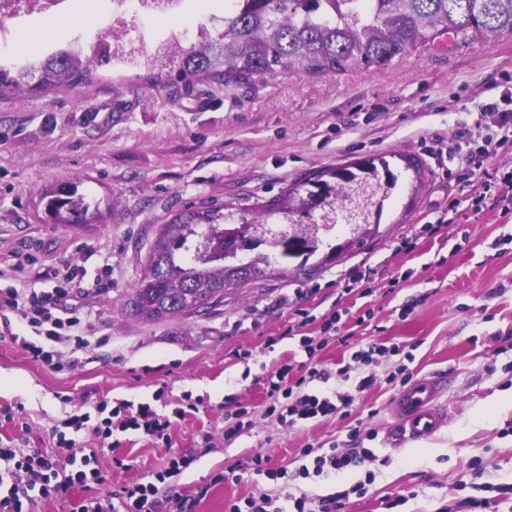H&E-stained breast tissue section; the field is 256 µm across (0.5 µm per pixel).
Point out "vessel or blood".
Segmentation results:
<instances>
[{
	"label": "vessel or blood",
	"instance_id": "1",
	"mask_svg": "<svg viewBox=\"0 0 512 512\" xmlns=\"http://www.w3.org/2000/svg\"><path fill=\"white\" fill-rule=\"evenodd\" d=\"M446 385L440 375L423 376L404 386L395 402L399 418L396 426L398 443L430 437L448 422V412L439 397Z\"/></svg>",
	"mask_w": 512,
	"mask_h": 512
}]
</instances>
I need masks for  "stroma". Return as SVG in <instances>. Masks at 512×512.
Instances as JSON below:
<instances>
[{
    "label": "stroma",
    "instance_id": "35a3bbf8",
    "mask_svg": "<svg viewBox=\"0 0 512 512\" xmlns=\"http://www.w3.org/2000/svg\"><path fill=\"white\" fill-rule=\"evenodd\" d=\"M510 73L512 34H504L439 40L363 72L201 83L174 99L146 71L108 67L60 91L0 95V269L14 273L0 289L52 287L66 263L91 273L112 264L111 288L70 296L103 340L74 368L52 369L0 340V378L11 383L0 390V442L57 452L51 428L66 412L116 400L155 403L172 422L164 440L113 428L102 482L59 500L34 497L29 512H76L84 499L155 480L176 452L194 463L168 484L195 499L192 512H227L253 495L342 490L350 496L337 512H440L456 501L470 512L471 498L487 500L483 512H512V496L499 492L512 486V203L499 200L512 145L478 168L440 153L475 131L480 104L498 99ZM380 154L391 155L403 187L364 249L309 276L293 269L228 287L206 315L147 320L126 311L157 227L189 204L249 206L310 171ZM406 155L425 172L414 188ZM68 182L90 204L87 224H55L45 210L48 193ZM355 270L362 281L351 279ZM344 308L353 343L404 345L410 374L447 375L446 426L392 446L390 402L401 384L388 356L352 369L351 378L367 372L376 382L356 394L348 417L289 427L270 413L268 374L306 359L293 329L320 337L319 317ZM306 314L314 321L305 326ZM245 350L252 358L241 359ZM236 404L250 427L229 440L224 412ZM354 426L374 457L344 472L287 486L249 467L260 455L270 468L295 469L301 448L347 447ZM232 469L237 479L222 480ZM361 483L365 494L354 493Z\"/></svg>",
    "mask_w": 512,
    "mask_h": 512
}]
</instances>
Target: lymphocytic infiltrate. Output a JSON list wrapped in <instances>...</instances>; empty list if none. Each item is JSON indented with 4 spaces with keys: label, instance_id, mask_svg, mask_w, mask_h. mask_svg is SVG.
Masks as SVG:
<instances>
[{
    "label": "lymphocytic infiltrate",
    "instance_id": "obj_1",
    "mask_svg": "<svg viewBox=\"0 0 512 512\" xmlns=\"http://www.w3.org/2000/svg\"><path fill=\"white\" fill-rule=\"evenodd\" d=\"M485 111L494 115L478 130L480 145L477 149L463 150L461 145L449 146V158L461 159L469 165L480 164L489 150H497L512 142V88L504 87L498 100L486 103ZM110 264H103L96 273H88L85 266L70 265L57 274L55 285L47 290L25 288L0 289V340L10 339L21 343L32 358L43 361L55 369L76 364V352H89L93 344L89 338L91 326L88 320L67 310L65 303L73 285H82L90 290L107 288L111 275ZM22 321L34 328L36 340L21 338L12 328L13 321ZM307 359L299 364V377L287 382L286 372H277L275 380L268 383V395L272 399V409L289 425L299 421L327 416L338 412L339 408L349 407L353 399L350 394L331 391L324 394H309L304 390L308 381H329L332 375H347L348 367H339L330 372L319 367L316 360L318 343L313 337L301 340ZM113 416L119 417L122 427H134L154 439L165 438L171 423L160 420L156 410L148 403L133 405L120 404L113 409ZM89 413L73 411L66 413L59 428L53 429L60 447L66 448L67 456L49 455L37 448L0 447V485L8 484L6 497L0 498V512H24V502L30 491H39L41 497L61 499L67 497L75 485L88 480H100L98 468L101 449L107 448L110 431L90 428ZM359 428H351L349 438L352 448L342 450L331 447L321 454H314L312 448L301 449V457L312 458V466H301L296 471L280 468L270 471L272 478L287 482L308 476L310 471L330 470L341 472L348 467L364 463L371 452L356 447ZM97 439L95 447H84L86 436ZM80 448V455H73V448ZM175 502L178 512H191L193 500L171 497L167 488L155 483H138L124 487L103 498H95L79 505L77 512H162L165 503Z\"/></svg>",
    "mask_w": 512,
    "mask_h": 512
}]
</instances>
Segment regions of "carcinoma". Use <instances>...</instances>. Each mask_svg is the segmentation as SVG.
I'll return each mask as SVG.
<instances>
[{
    "label": "carcinoma",
    "mask_w": 512,
    "mask_h": 512,
    "mask_svg": "<svg viewBox=\"0 0 512 512\" xmlns=\"http://www.w3.org/2000/svg\"><path fill=\"white\" fill-rule=\"evenodd\" d=\"M240 8L224 9V27L205 42L189 47H159L145 62L157 88L190 89L203 80L224 86L254 85L280 74L325 75L380 68L406 51L432 44L443 34L494 38L512 33V0H235ZM108 65L103 56L55 57L40 68L11 74L0 67V93L26 86L33 91L61 89L87 80L84 62ZM399 175L384 155L347 165L315 170L260 205L226 211L224 206L191 205L161 225L147 256L144 272L126 307L150 320L203 314L224 302V288L246 282L267 269L237 258L238 242L253 224L267 225L269 236L288 235V225L319 220L325 212L342 213L371 203L363 232L328 225L318 244L286 258L297 269L313 272L337 250L339 234L347 246L364 245L379 231L397 189ZM76 188H63L47 208L54 224L87 223L88 206ZM320 261H308L317 253Z\"/></svg>",
    "instance_id": "1"
}]
</instances>
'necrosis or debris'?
Wrapping results in <instances>:
<instances>
[{
    "instance_id": "1",
    "label": "necrosis or debris",
    "mask_w": 512,
    "mask_h": 512,
    "mask_svg": "<svg viewBox=\"0 0 512 512\" xmlns=\"http://www.w3.org/2000/svg\"><path fill=\"white\" fill-rule=\"evenodd\" d=\"M190 9L189 0H0V66L19 71L69 53L106 52L142 60L159 44L209 37L210 21L185 24ZM85 14L102 15L107 28L121 32V39L81 32L78 20ZM51 18L70 21V32L45 41L38 53L15 52L20 30L37 28Z\"/></svg>"
}]
</instances>
